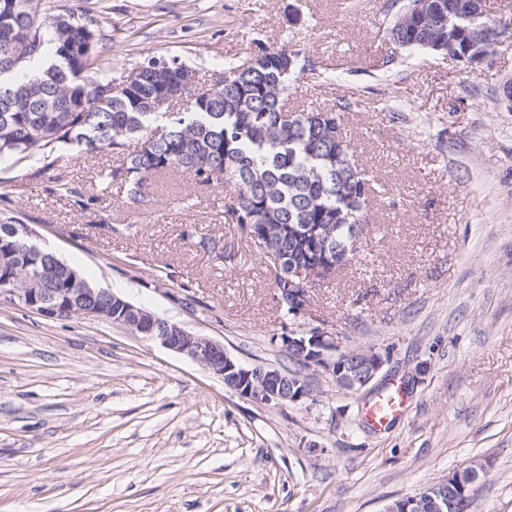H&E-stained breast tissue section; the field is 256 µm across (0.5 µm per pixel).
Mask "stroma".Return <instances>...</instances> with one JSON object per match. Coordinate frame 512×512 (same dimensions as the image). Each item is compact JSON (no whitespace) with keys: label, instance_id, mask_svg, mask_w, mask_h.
I'll return each mask as SVG.
<instances>
[{"label":"stroma","instance_id":"obj_1","mask_svg":"<svg viewBox=\"0 0 512 512\" xmlns=\"http://www.w3.org/2000/svg\"><path fill=\"white\" fill-rule=\"evenodd\" d=\"M47 2L93 20L95 67L115 78L174 58L207 88L225 59L299 52L312 69L292 76L290 108L340 109L378 193L359 254L289 317L258 244L225 223L223 187L182 172L132 202L108 148L2 159L0 223L31 225L91 285L244 366L298 370L288 328L390 360L374 389L308 370L313 399L262 404L121 326L0 297V512H383L472 463L470 512H512V109L495 99L512 82V0H489L507 28L478 63L394 53L395 0ZM391 384L404 409L378 431L364 405Z\"/></svg>","mask_w":512,"mask_h":512}]
</instances>
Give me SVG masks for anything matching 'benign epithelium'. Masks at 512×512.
Returning <instances> with one entry per match:
<instances>
[{"label":"benign epithelium","instance_id":"obj_1","mask_svg":"<svg viewBox=\"0 0 512 512\" xmlns=\"http://www.w3.org/2000/svg\"><path fill=\"white\" fill-rule=\"evenodd\" d=\"M156 71L165 81L163 91L153 100V108L160 111L185 97L191 91L195 96H209L211 92L197 86V75L189 67L183 68L175 79L168 78L169 66L164 60H153L139 66L130 75L104 87L101 99L107 100L127 89L141 73ZM349 260V252L324 249L322 263L309 268L289 269L288 276L319 278L323 273L333 274L336 268ZM0 296L40 315L56 319L83 317L112 322L142 338L188 357L204 368L221 376L224 385L238 394L260 403H297L313 396V389L297 374H288L264 365L245 367L224 350V345L187 331L182 325L163 319L103 288H45L39 280H27L22 285L11 279L0 282ZM280 301H285L296 315L307 306L302 288L281 289ZM282 348L304 367L323 371L332 376L342 388L359 391L376 380L389 353L374 348H344L328 332L314 328L310 335L286 330L280 336ZM484 467L472 464L463 472H455L447 479L422 491L392 500L383 512H467L471 500L468 484H475Z\"/></svg>","mask_w":512,"mask_h":512}]
</instances>
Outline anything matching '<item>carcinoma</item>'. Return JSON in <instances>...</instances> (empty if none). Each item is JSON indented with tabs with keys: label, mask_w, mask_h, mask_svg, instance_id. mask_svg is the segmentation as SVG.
I'll return each instance as SVG.
<instances>
[{
	"label": "carcinoma",
	"mask_w": 512,
	"mask_h": 512,
	"mask_svg": "<svg viewBox=\"0 0 512 512\" xmlns=\"http://www.w3.org/2000/svg\"><path fill=\"white\" fill-rule=\"evenodd\" d=\"M471 0H431L428 13L418 11L405 26H391L397 49H425L454 59L474 27L465 14ZM34 44L23 47L19 26L0 22V159H36L59 144L87 151L108 147L119 154L134 142L130 160L114 175L121 177L126 198L136 201L148 179L171 171L188 172L203 184L229 188L224 223L235 224L236 211L250 215L241 225L260 242L263 233L283 224H320L336 245L358 249L353 227L366 223L365 208L373 185L354 160L351 141L341 124L319 121L333 111L284 110L289 77L281 72V52L264 48L250 61L224 60L223 86L205 105L190 101L189 111L169 118L150 111L158 82L144 73L128 93L100 101L109 78L84 70L82 54L94 57L100 34L82 16L67 10L29 16ZM239 98L235 112L224 111V97ZM10 143L12 147L1 149ZM335 154L342 163L325 157ZM290 259L301 260L319 249L314 240L283 241ZM0 250L14 262L1 278H41L47 288H68L76 270L46 251L30 254L29 245L0 231Z\"/></svg>",
	"instance_id": "obj_1"
}]
</instances>
